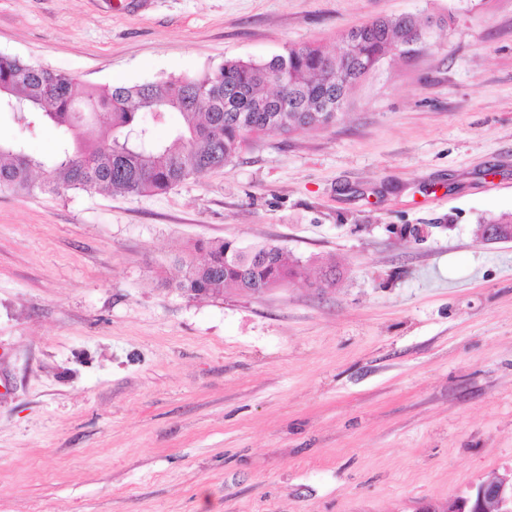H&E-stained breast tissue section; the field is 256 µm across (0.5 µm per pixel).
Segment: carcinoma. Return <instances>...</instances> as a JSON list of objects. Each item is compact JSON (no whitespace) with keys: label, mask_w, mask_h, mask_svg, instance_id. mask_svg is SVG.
I'll return each instance as SVG.
<instances>
[{"label":"carcinoma","mask_w":512,"mask_h":512,"mask_svg":"<svg viewBox=\"0 0 512 512\" xmlns=\"http://www.w3.org/2000/svg\"><path fill=\"white\" fill-rule=\"evenodd\" d=\"M417 17L383 16L359 25V42L350 63L351 80L340 88L335 111L325 110V96L336 86L329 61L336 53L310 44H295L265 61L230 59L194 77L161 79L133 86H81L75 78L16 56L0 54V86L18 105L26 127L48 125L60 133L55 154L45 160L25 141L0 144V192L30 194L54 191L111 189L131 196L163 192L190 179L226 167L240 153L250 134L288 135L336 122L349 91L376 72L393 46L414 35ZM293 105L278 112L274 97ZM177 112L183 123L165 139L155 128ZM110 133L89 134L100 118ZM36 172H45L38 184ZM259 255L242 258L224 272V242L209 243L205 258L176 260L182 276L175 288L192 294L196 288L219 296L233 286L261 294L270 274L294 277L298 261L283 247L258 246Z\"/></svg>","instance_id":"carcinoma-1"}]
</instances>
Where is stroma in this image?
I'll list each match as a JSON object with an SVG mask.
<instances>
[{
  "instance_id": "1",
  "label": "stroma",
  "mask_w": 512,
  "mask_h": 512,
  "mask_svg": "<svg viewBox=\"0 0 512 512\" xmlns=\"http://www.w3.org/2000/svg\"><path fill=\"white\" fill-rule=\"evenodd\" d=\"M399 14L446 24L333 125L162 194L0 193V512H416L512 474V240L478 235L512 214V0H0V53L131 86ZM16 139L56 150L1 109ZM224 238L303 273L172 289Z\"/></svg>"
}]
</instances>
